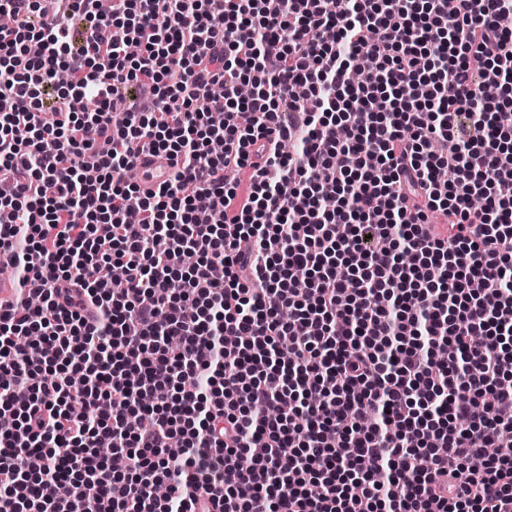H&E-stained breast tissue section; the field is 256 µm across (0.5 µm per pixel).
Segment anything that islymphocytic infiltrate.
I'll list each match as a JSON object with an SVG mask.
<instances>
[{
  "mask_svg": "<svg viewBox=\"0 0 512 512\" xmlns=\"http://www.w3.org/2000/svg\"><path fill=\"white\" fill-rule=\"evenodd\" d=\"M53 3L0 0V512H512V0ZM140 159L142 165L140 167L139 183L143 190H149L153 188L155 178L149 179L143 173V171H149L151 174H158L166 168L167 163H161L157 157L152 156L151 150L146 148L141 154Z\"/></svg>",
  "mask_w": 512,
  "mask_h": 512,
  "instance_id": "f902f5d3",
  "label": "lymphocytic infiltrate"
}]
</instances>
